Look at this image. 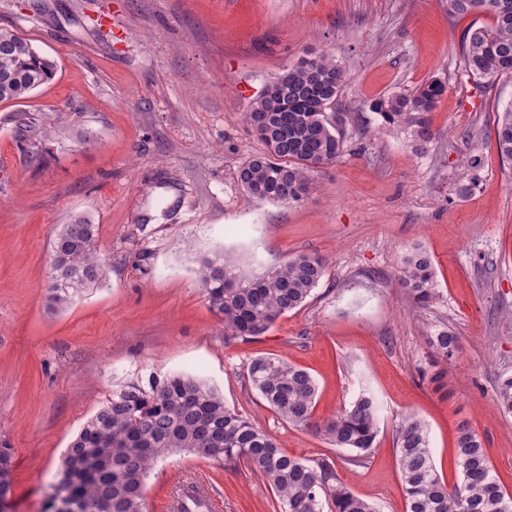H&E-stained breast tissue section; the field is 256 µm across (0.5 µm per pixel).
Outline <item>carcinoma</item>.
<instances>
[{"label":"carcinoma","mask_w":512,"mask_h":512,"mask_svg":"<svg viewBox=\"0 0 512 512\" xmlns=\"http://www.w3.org/2000/svg\"><path fill=\"white\" fill-rule=\"evenodd\" d=\"M455 15L488 14L489 25L463 36L465 70L480 79L512 77V0H448ZM54 59L31 39L0 29V102H21L56 73ZM346 82L342 66L326 52H310L273 80L245 114L248 132L265 146L238 170L243 189L260 201H298L308 192V174L335 163L344 153L336 100ZM445 91L438 79L383 96L369 105L383 128L410 134L417 150L434 139L430 114ZM495 143L512 161V105L498 115ZM108 263L97 245L96 226L75 215L60 226L49 266L51 307L64 309L83 292L103 285ZM324 274L322 258L300 253L260 274H239L224 257L199 261L198 279L209 307L224 322V341H250L268 333L288 312L301 307ZM401 288L418 305L437 297L432 261L418 247L407 250L397 270ZM429 344L448 361L458 336L441 331ZM247 376L260 397L290 427L322 437L358 456L374 447L378 404L361 394L335 416H315L317 384L307 371L275 357L251 360ZM497 401L512 413V376L499 382ZM396 445L406 512H512V495L496 479L489 449L468 425L457 428L461 477L450 485L439 474L424 422L404 415ZM187 452L224 463L243 464L277 497L279 512H377L338 482L334 467L289 456L276 438L224 404L211 386L178 373L148 382L132 380L112 391L86 421L61 463L50 499L69 500L71 512H145L148 479L169 453ZM12 456L0 448V498L12 494Z\"/></svg>","instance_id":"1"}]
</instances>
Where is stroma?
<instances>
[{"label": "stroma", "mask_w": 512, "mask_h": 512, "mask_svg": "<svg viewBox=\"0 0 512 512\" xmlns=\"http://www.w3.org/2000/svg\"><path fill=\"white\" fill-rule=\"evenodd\" d=\"M490 22L451 15L448 0H0V28L57 63L32 97L0 103V448L12 451L14 512H45L66 448L113 389L176 372L214 385L288 455L333 463L378 512L406 510L395 430L408 412L426 422L445 481L460 477L464 422L512 493V414L496 405L512 375V163L495 145L512 78L470 76L462 56L464 32ZM322 50L347 72L336 105L345 152L311 173L301 201L253 199L236 172L264 145L244 116L272 78ZM434 78L447 90L420 153L368 106ZM78 214L98 226L107 282L57 312L52 242ZM414 245L439 291L424 308L396 281ZM221 252L253 272L310 253L325 273L265 336L228 343L190 261ZM443 329L459 338L448 397L419 377ZM266 355L314 376L318 418L372 394L371 451L284 424L247 378ZM188 481L220 512L277 510L246 467L175 454L152 475L146 512H168Z\"/></svg>", "instance_id": "stroma-1"}]
</instances>
